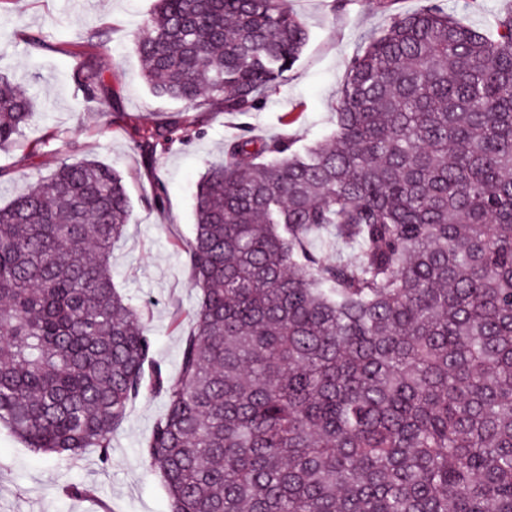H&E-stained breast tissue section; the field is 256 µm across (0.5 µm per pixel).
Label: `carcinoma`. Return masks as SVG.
I'll use <instances>...</instances> for the list:
<instances>
[{"instance_id": "cac0c4a2", "label": "carcinoma", "mask_w": 512, "mask_h": 512, "mask_svg": "<svg viewBox=\"0 0 512 512\" xmlns=\"http://www.w3.org/2000/svg\"><path fill=\"white\" fill-rule=\"evenodd\" d=\"M493 28L438 0L390 10L324 139L238 126L197 186L173 376L112 283L123 178L62 161L18 191L0 207V425L108 466L147 390L170 512H512V0ZM308 40L289 0H156L143 79L185 110L136 147L189 140L205 100L259 111ZM77 84L105 90L98 69ZM33 114L0 75V147ZM146 203L167 209L157 176Z\"/></svg>"}]
</instances>
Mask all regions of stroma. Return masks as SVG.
Instances as JSON below:
<instances>
[{
  "label": "stroma",
  "instance_id": "35a3bbf8",
  "mask_svg": "<svg viewBox=\"0 0 512 512\" xmlns=\"http://www.w3.org/2000/svg\"><path fill=\"white\" fill-rule=\"evenodd\" d=\"M309 40L279 91L249 118L255 134L286 137L303 146L334 127L338 91L353 54L386 22L378 0H291ZM154 0H8L0 9V74L28 89L37 112L17 143L0 149V206L16 191L38 182L62 159H89L118 171L133 202V220L112 250V281L150 317L153 357L168 374L178 368L183 337L192 327L197 296L190 284L185 249L195 222L194 192L209 164L222 161L236 118L208 112L199 135L156 157L136 150L133 128L167 121L183 105L154 96L140 72L133 35ZM45 36L48 48L31 50L27 38ZM78 38L105 45L96 57L76 58L59 43ZM100 68L104 102L86 99L76 83L81 65ZM41 140L38 155L30 144ZM166 183L169 205L160 213L141 199L153 176ZM165 411L163 396L134 399L112 436V463L96 449L77 457L36 454L0 427V512H170L158 470L143 448ZM90 490L72 497L67 487Z\"/></svg>",
  "mask_w": 512,
  "mask_h": 512
}]
</instances>
